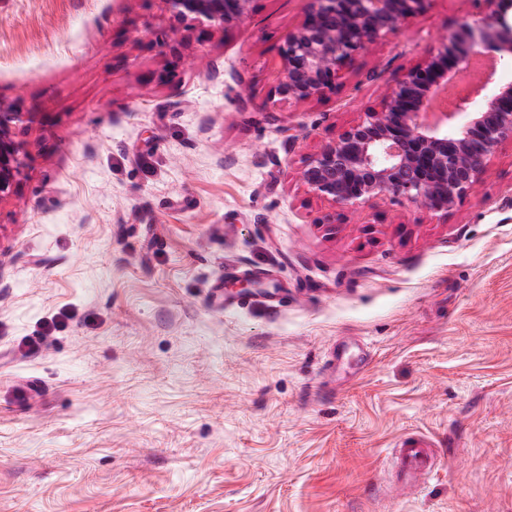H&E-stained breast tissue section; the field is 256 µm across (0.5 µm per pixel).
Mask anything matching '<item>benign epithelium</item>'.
<instances>
[{
    "instance_id": "7a95c632",
    "label": "benign epithelium",
    "mask_w": 512,
    "mask_h": 512,
    "mask_svg": "<svg viewBox=\"0 0 512 512\" xmlns=\"http://www.w3.org/2000/svg\"><path fill=\"white\" fill-rule=\"evenodd\" d=\"M178 20L217 29L242 19L251 0H167ZM301 24L280 50L277 93L304 103L320 97L352 57L416 17L426 0H311ZM492 5L448 36L442 49L391 87L380 110L366 112L322 146L300 172L319 197L346 206L382 194L405 197L433 212H446L474 190L490 158L512 141V85L495 81L512 66V0H473ZM478 59L493 69L445 112L430 111L433 93L448 86ZM483 96L480 108L473 99ZM24 113L0 103V202L11 198L23 175L24 144L14 130ZM482 149H471L473 134Z\"/></svg>"
}]
</instances>
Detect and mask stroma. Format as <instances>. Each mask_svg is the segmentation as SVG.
I'll return each instance as SVG.
<instances>
[{"instance_id":"stroma-1","label":"stroma","mask_w":512,"mask_h":512,"mask_svg":"<svg viewBox=\"0 0 512 512\" xmlns=\"http://www.w3.org/2000/svg\"><path fill=\"white\" fill-rule=\"evenodd\" d=\"M309 5L0 0V102L34 115L0 202V512H512V142L445 213L299 177L477 10L429 0L294 104L272 72ZM414 434L436 467L405 485ZM178 20L193 19L217 29L242 19L251 0H166Z\"/></svg>"}]
</instances>
